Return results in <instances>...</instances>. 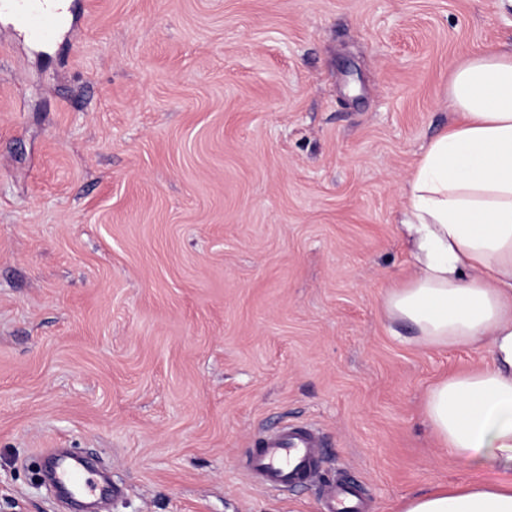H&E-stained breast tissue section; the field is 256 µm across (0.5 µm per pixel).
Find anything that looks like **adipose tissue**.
I'll return each mask as SVG.
<instances>
[{
    "mask_svg": "<svg viewBox=\"0 0 512 512\" xmlns=\"http://www.w3.org/2000/svg\"><path fill=\"white\" fill-rule=\"evenodd\" d=\"M456 120L410 174L397 233L413 268L383 313L433 347L488 346L490 366L433 385L422 412L450 456L496 463L494 482L435 487L401 512H512V49L453 71Z\"/></svg>",
    "mask_w": 512,
    "mask_h": 512,
    "instance_id": "adipose-tissue-1",
    "label": "adipose tissue"
}]
</instances>
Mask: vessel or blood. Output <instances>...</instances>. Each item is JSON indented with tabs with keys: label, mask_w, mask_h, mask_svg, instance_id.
Returning a JSON list of instances; mask_svg holds the SVG:
<instances>
[{
	"label": "vessel or blood",
	"mask_w": 512,
	"mask_h": 512,
	"mask_svg": "<svg viewBox=\"0 0 512 512\" xmlns=\"http://www.w3.org/2000/svg\"><path fill=\"white\" fill-rule=\"evenodd\" d=\"M12 10L15 27L34 40L55 39L64 21V0H4ZM321 433L307 422L282 426L262 433L252 453L246 458V468L253 480L279 489L299 487L318 479L323 460L319 453ZM60 486H78L83 494L97 491L96 480L86 471L80 457L62 462L56 473ZM324 512H363L357 489L350 485L332 488Z\"/></svg>",
	"instance_id": "vessel-or-blood-1"
}]
</instances>
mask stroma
<instances>
[{"label":"stroma","instance_id":"1","mask_svg":"<svg viewBox=\"0 0 512 512\" xmlns=\"http://www.w3.org/2000/svg\"><path fill=\"white\" fill-rule=\"evenodd\" d=\"M55 43L0 13V503L321 512L242 461L288 420L372 512L491 477L451 458L429 388L487 347L392 334L406 181L459 62L512 46V0H68ZM56 480L62 487L77 485L84 495H91L98 489L96 480L85 470L82 459L77 456L59 465Z\"/></svg>","mask_w":512,"mask_h":512}]
</instances>
